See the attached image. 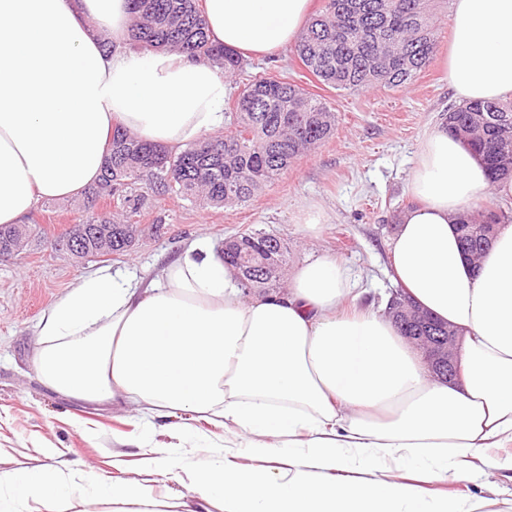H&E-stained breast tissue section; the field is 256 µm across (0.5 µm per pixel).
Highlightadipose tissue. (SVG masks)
I'll use <instances>...</instances> for the list:
<instances>
[{"mask_svg":"<svg viewBox=\"0 0 512 512\" xmlns=\"http://www.w3.org/2000/svg\"><path fill=\"white\" fill-rule=\"evenodd\" d=\"M444 65L458 101L512 99V0H451ZM311 0H204L214 43L263 58L295 43ZM129 0H0V225L42 199L97 183L120 125L167 147L222 129L229 82L218 69L129 40ZM389 271L420 310L461 334V382L434 380L382 310L363 306L348 268L306 262L286 290L251 294L206 240L149 283L104 268L58 300L32 365L44 386L88 404L134 407L144 428L184 412L224 430L226 448L281 464L217 461L187 493L40 465L0 471V512H512L484 478L489 448L512 447V224L479 262L459 216L512 204L444 127L422 138ZM430 482L470 477L471 495L434 498Z\"/></svg>","mask_w":512,"mask_h":512,"instance_id":"1","label":"adipose tissue"}]
</instances>
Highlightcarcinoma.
<instances>
[{
  "label": "carcinoma",
  "mask_w": 512,
  "mask_h": 512,
  "mask_svg": "<svg viewBox=\"0 0 512 512\" xmlns=\"http://www.w3.org/2000/svg\"><path fill=\"white\" fill-rule=\"evenodd\" d=\"M132 45L143 51L183 52L240 76L247 63L211 41L195 0H129ZM435 0H325L297 45L305 69L336 90H368L410 83L431 63L438 46ZM448 133L466 134L491 181L512 176V100L472 101L444 113ZM234 130L207 136L185 148L146 142L121 126L112 130L98 183L84 194L83 208L100 200L112 209L91 214L54 240L66 254L121 255L144 232L132 221L161 199L175 197L215 207L250 201L302 155L334 133L336 114L327 102L283 79L243 84L231 115ZM512 223L503 211L475 210L460 218L465 253L476 258L489 246L482 224ZM29 237L17 225H0V256L15 255ZM288 253L274 233L243 231L224 242V263L237 269L246 288L266 289L280 280ZM402 336H446L430 319H396Z\"/></svg>",
  "instance_id": "obj_1"
}]
</instances>
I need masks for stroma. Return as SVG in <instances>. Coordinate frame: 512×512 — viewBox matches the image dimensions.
<instances>
[{
	"instance_id": "stroma-1",
	"label": "stroma",
	"mask_w": 512,
	"mask_h": 512,
	"mask_svg": "<svg viewBox=\"0 0 512 512\" xmlns=\"http://www.w3.org/2000/svg\"><path fill=\"white\" fill-rule=\"evenodd\" d=\"M438 48L431 64L409 85L338 91L301 65L294 48L251 59L249 75L278 77L319 95L336 114L334 135L298 158L277 180L242 205L209 207L175 198L158 201L140 224L165 219L161 236L144 235L122 256L76 259L55 251L52 241L84 216L72 200L44 199L27 225L30 243L0 260V467L35 465L40 449H60L48 468L68 462L81 473L86 494L97 478H148L163 488H185V471L158 466L144 470L154 449L136 447L141 425L133 412L88 405L46 389L30 365L38 324L51 305L83 278L108 268L149 282L161 275L178 251L206 237L215 245L245 230L273 232L288 245V271L322 255L342 260L364 294L365 305H383L393 283L389 246L398 211L414 205L408 180L421 137L438 126L457 103L442 68L452 35L449 0H437ZM310 205L330 216L316 235L296 217Z\"/></svg>"
}]
</instances>
